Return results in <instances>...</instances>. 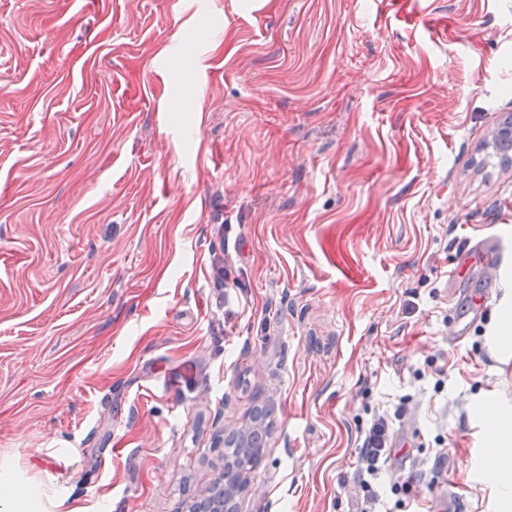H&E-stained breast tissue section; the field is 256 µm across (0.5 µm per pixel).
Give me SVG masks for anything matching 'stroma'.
I'll list each match as a JSON object with an SVG mask.
<instances>
[{"label":"stroma","mask_w":512,"mask_h":512,"mask_svg":"<svg viewBox=\"0 0 512 512\" xmlns=\"http://www.w3.org/2000/svg\"><path fill=\"white\" fill-rule=\"evenodd\" d=\"M511 114L512 0H0V493L189 512L263 407L241 512H358L401 407L421 508L490 512ZM360 429V448L353 463L354 482L363 494L359 512H370L374 497L373 485L387 472L386 466L395 451L392 419L385 413L374 414L366 427Z\"/></svg>","instance_id":"obj_1"}]
</instances>
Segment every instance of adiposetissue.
<instances>
[{"mask_svg":"<svg viewBox=\"0 0 512 512\" xmlns=\"http://www.w3.org/2000/svg\"><path fill=\"white\" fill-rule=\"evenodd\" d=\"M478 415L485 426L487 450L481 460L484 482L495 493L501 508H512V431L505 421L511 413L496 402H480Z\"/></svg>","mask_w":512,"mask_h":512,"instance_id":"ef3b65f1","label":"adipose tissue"}]
</instances>
